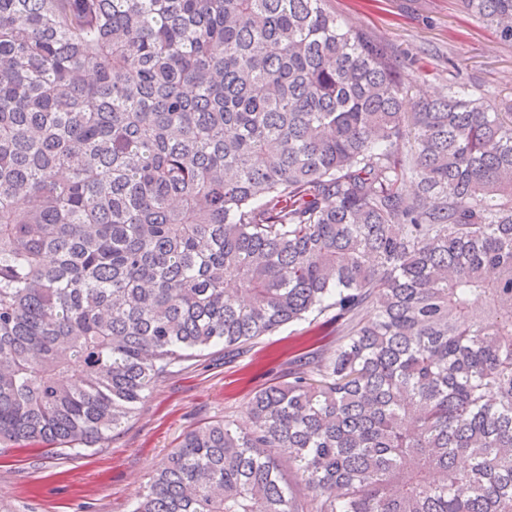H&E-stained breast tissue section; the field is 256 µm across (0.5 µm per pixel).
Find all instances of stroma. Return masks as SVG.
<instances>
[{
    "label": "stroma",
    "instance_id": "35a3bbf8",
    "mask_svg": "<svg viewBox=\"0 0 512 512\" xmlns=\"http://www.w3.org/2000/svg\"><path fill=\"white\" fill-rule=\"evenodd\" d=\"M329 6L383 41L422 94L462 87L493 106L512 104V43L463 14L458 0H329ZM337 335L335 325L305 320L231 359L209 348L158 382L104 446L75 455L16 444L0 450V512H132L187 431L212 420L246 426L254 392L287 382L296 356L331 347Z\"/></svg>",
    "mask_w": 512,
    "mask_h": 512
}]
</instances>
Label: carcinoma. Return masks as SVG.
I'll return each mask as SVG.
<instances>
[{"mask_svg":"<svg viewBox=\"0 0 512 512\" xmlns=\"http://www.w3.org/2000/svg\"><path fill=\"white\" fill-rule=\"evenodd\" d=\"M326 2L0 0L1 440L104 443L317 312L336 344L133 512H512V112L405 111ZM459 5L512 43V0Z\"/></svg>","mask_w":512,"mask_h":512,"instance_id":"1","label":"carcinoma"}]
</instances>
